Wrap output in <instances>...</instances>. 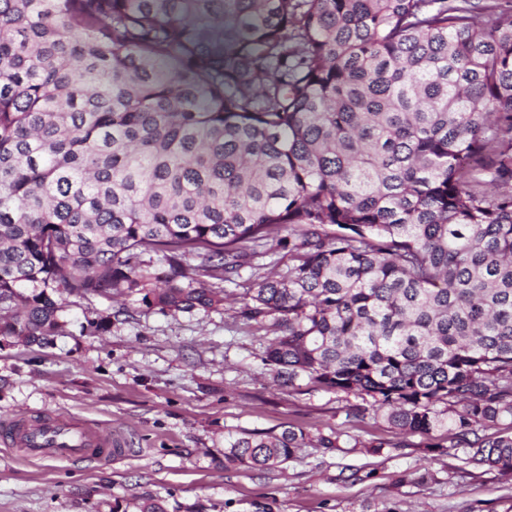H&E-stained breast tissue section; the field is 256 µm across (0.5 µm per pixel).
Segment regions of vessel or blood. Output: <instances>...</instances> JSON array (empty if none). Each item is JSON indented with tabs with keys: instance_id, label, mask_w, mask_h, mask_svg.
Here are the masks:
<instances>
[{
	"instance_id": "obj_1",
	"label": "vessel or blood",
	"mask_w": 512,
	"mask_h": 512,
	"mask_svg": "<svg viewBox=\"0 0 512 512\" xmlns=\"http://www.w3.org/2000/svg\"><path fill=\"white\" fill-rule=\"evenodd\" d=\"M0 440L18 448L27 458L109 460L126 453L123 440L111 431L75 417L15 418L0 424Z\"/></svg>"
}]
</instances>
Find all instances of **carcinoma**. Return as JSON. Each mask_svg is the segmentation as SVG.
<instances>
[{
	"mask_svg": "<svg viewBox=\"0 0 512 512\" xmlns=\"http://www.w3.org/2000/svg\"><path fill=\"white\" fill-rule=\"evenodd\" d=\"M266 246L240 316L277 380L511 476L512 0H0L1 339L63 295L214 311Z\"/></svg>",
	"mask_w": 512,
	"mask_h": 512,
	"instance_id": "1",
	"label": "carcinoma"
}]
</instances>
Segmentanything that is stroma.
Returning a JSON list of instances; mask_svg holds the SVG:
<instances>
[{
    "instance_id": "35a3bbf8",
    "label": "stroma",
    "mask_w": 512,
    "mask_h": 512,
    "mask_svg": "<svg viewBox=\"0 0 512 512\" xmlns=\"http://www.w3.org/2000/svg\"><path fill=\"white\" fill-rule=\"evenodd\" d=\"M251 275L224 282L209 313H165L134 299L68 297L63 334L47 344L0 342V422L71 414L103 426L127 454L87 465L28 460L0 442V512H512V477L466 471L428 439H395L353 397L301 379L280 386L261 360L268 337L239 315ZM343 432L359 448L298 449L271 470L228 468L224 438Z\"/></svg>"
}]
</instances>
